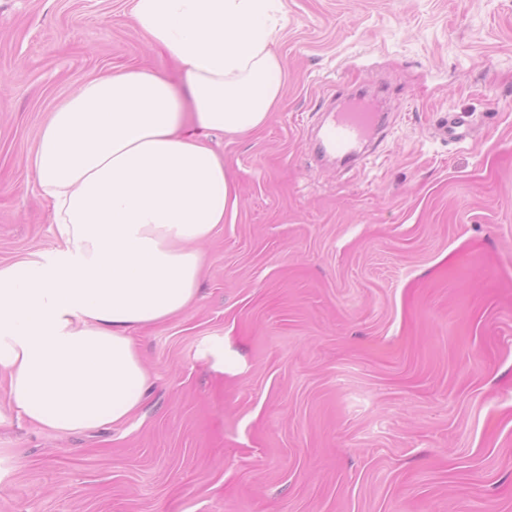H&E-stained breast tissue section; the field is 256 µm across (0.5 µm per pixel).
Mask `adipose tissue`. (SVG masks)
I'll list each match as a JSON object with an SVG mask.
<instances>
[{
	"label": "adipose tissue",
	"instance_id": "obj_1",
	"mask_svg": "<svg viewBox=\"0 0 512 512\" xmlns=\"http://www.w3.org/2000/svg\"><path fill=\"white\" fill-rule=\"evenodd\" d=\"M125 2L175 70L90 79L42 126L29 163L58 247L0 263V424L66 433L141 407L150 375L133 331L196 300L198 245L238 209L206 137L261 129L282 96L283 0Z\"/></svg>",
	"mask_w": 512,
	"mask_h": 512
}]
</instances>
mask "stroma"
Returning <instances> with one entry per match:
<instances>
[{"instance_id":"stroma-1","label":"stroma","mask_w":512,"mask_h":512,"mask_svg":"<svg viewBox=\"0 0 512 512\" xmlns=\"http://www.w3.org/2000/svg\"><path fill=\"white\" fill-rule=\"evenodd\" d=\"M285 5L278 109L210 139L236 216L196 303L135 333L142 406L0 426V512H512V0ZM129 64L165 61L120 0H0V262L56 246L46 115ZM378 85L376 150L318 161L323 101Z\"/></svg>"}]
</instances>
